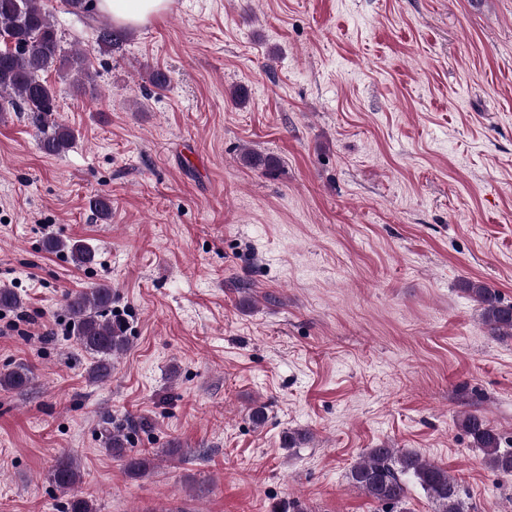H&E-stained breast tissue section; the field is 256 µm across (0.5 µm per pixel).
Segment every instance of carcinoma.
<instances>
[{
  "mask_svg": "<svg viewBox=\"0 0 512 512\" xmlns=\"http://www.w3.org/2000/svg\"><path fill=\"white\" fill-rule=\"evenodd\" d=\"M0 38L4 44V48H0V118L8 112L24 113L44 153L66 152L74 133L58 122L55 91L44 74L52 70L81 92L85 83L91 81L86 57L64 49L44 0H0ZM126 39L124 30L107 26L97 37L99 50L118 52ZM240 159L243 165L266 174L274 173L278 164L273 155L258 151H245ZM46 248L68 251L72 261L80 267L93 263L96 257L95 251L80 240L49 239ZM460 289L477 303L492 335H512V304L505 302L498 290L471 279L461 281ZM64 301L73 322L76 344L93 357L89 380H107L112 372V359L125 352L129 345L123 324L107 314L112 306V288L100 285L68 292ZM30 382V371L23 365L0 371L3 390H23ZM461 427L482 450L490 469L502 477H512V448L501 447L502 437L497 429L477 414L464 416ZM105 448L115 456L126 458V471L131 477H141L150 469L152 458L144 452L129 454L128 437L120 430L107 435ZM410 477L418 482L436 512H468L459 480L411 451L369 448L347 473L351 486L371 501L391 508L406 504ZM49 478L57 489L69 495L66 512H95L88 500L70 494L80 482L79 466L72 457L59 458Z\"/></svg>",
  "mask_w": 512,
  "mask_h": 512,
  "instance_id": "carcinoma-1",
  "label": "carcinoma"
}]
</instances>
